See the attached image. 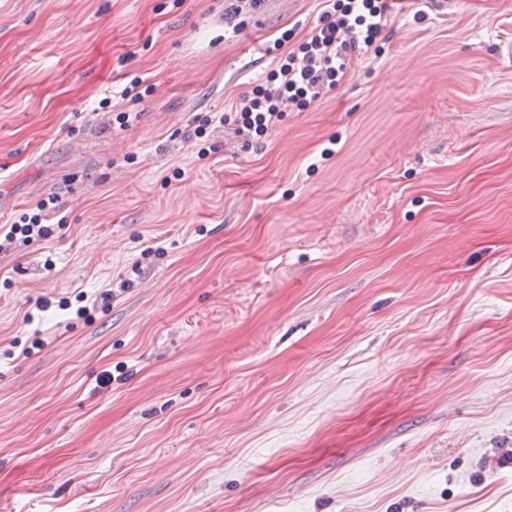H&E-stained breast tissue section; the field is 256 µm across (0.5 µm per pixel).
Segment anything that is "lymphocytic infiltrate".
<instances>
[{"label": "lymphocytic infiltrate", "instance_id": "obj_1", "mask_svg": "<svg viewBox=\"0 0 512 512\" xmlns=\"http://www.w3.org/2000/svg\"><path fill=\"white\" fill-rule=\"evenodd\" d=\"M387 11L386 0H326L309 39L280 58L278 69L268 74L265 84L243 96L237 112L219 114V123L248 141L280 122L287 108H303L335 88L349 61L373 50L388 23ZM57 209V196L40 200L12 222L0 239L10 244L50 237L49 216Z\"/></svg>", "mask_w": 512, "mask_h": 512}]
</instances>
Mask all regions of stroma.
Returning a JSON list of instances; mask_svg holds the SVG:
<instances>
[{"mask_svg": "<svg viewBox=\"0 0 512 512\" xmlns=\"http://www.w3.org/2000/svg\"><path fill=\"white\" fill-rule=\"evenodd\" d=\"M230 4L0 0V225L66 220L0 251V512H512V0L393 7L249 146L191 133L324 2ZM57 196L51 194L46 199L40 200L34 209L22 213L17 220L5 229L3 241L11 244L21 238L23 241L47 238L52 235L49 223L50 213L59 208Z\"/></svg>", "mask_w": 512, "mask_h": 512, "instance_id": "1", "label": "stroma"}]
</instances>
